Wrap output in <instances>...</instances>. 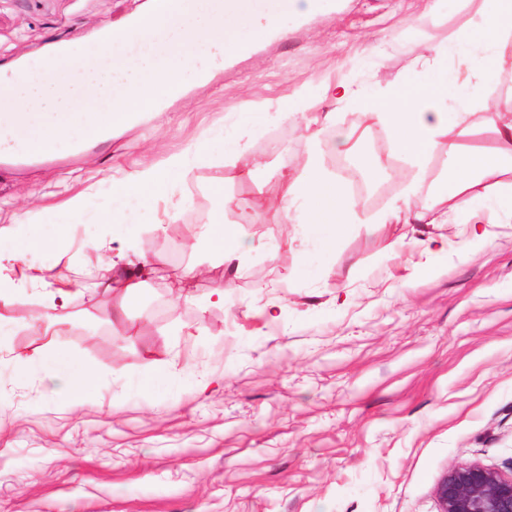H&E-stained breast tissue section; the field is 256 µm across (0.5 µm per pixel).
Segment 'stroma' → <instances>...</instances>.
Instances as JSON below:
<instances>
[{"mask_svg":"<svg viewBox=\"0 0 512 512\" xmlns=\"http://www.w3.org/2000/svg\"><path fill=\"white\" fill-rule=\"evenodd\" d=\"M145 2L0 0V75L91 41ZM282 27L260 40L237 30L243 53L109 139L36 161L0 157V225L25 223L79 193L107 206L113 179L193 149L240 106L271 115L237 166L213 157L192 169L175 189L186 201L176 216L161 201L156 223L109 226L156 262L141 295L75 290L80 323L61 336L35 333L40 294L0 303L14 322L0 340V512H438L435 486L455 463L512 472V223L484 225L478 239L451 224L380 223L418 178L414 207L434 216L447 160L438 151L421 167L399 158L366 174L390 147L378 127L349 169L378 193L353 194L355 223L332 254L303 255L268 206L280 173L309 156L311 132L334 172L344 154L327 141L362 124L358 105L325 98L327 84L396 92L450 68L467 81L469 58L453 60L444 41L463 32L482 53L481 0H318ZM301 91L312 110L282 114ZM317 112L335 113V125L315 128ZM219 212L252 235L238 276L204 235ZM70 234L68 252L6 251L0 265L74 282L105 253L97 227ZM439 236L448 250L438 256L410 245ZM185 266L204 276L183 288L174 273ZM222 282L223 304L205 303ZM122 303L134 327L117 320ZM55 345L99 370L81 405L52 396L39 367L17 372L16 358ZM148 357L167 373L153 392L134 380Z\"/></svg>","mask_w":512,"mask_h":512,"instance_id":"35a3bbf8","label":"stroma"}]
</instances>
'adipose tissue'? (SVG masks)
Here are the masks:
<instances>
[{
    "instance_id": "1",
    "label": "adipose tissue",
    "mask_w": 512,
    "mask_h": 512,
    "mask_svg": "<svg viewBox=\"0 0 512 512\" xmlns=\"http://www.w3.org/2000/svg\"><path fill=\"white\" fill-rule=\"evenodd\" d=\"M485 2L487 53L472 56L470 61L471 76L479 85L500 81L512 70V0ZM458 88L456 76L444 71L430 92L398 94L384 102L347 82L326 85L324 94L335 100L361 101L365 126L386 129L391 148L370 158L372 171H389L396 155L420 163L432 152L444 151L448 157V180L443 194L452 204L439 214L437 221L468 225L474 234L479 225L500 218L512 220V211L493 207L494 202L512 197V181L503 178L505 172L512 170V124L499 122L500 112L512 110V97L493 103L486 117L497 133L495 151L477 154L462 146L470 133L464 112L448 111L449 95ZM242 153L237 127L224 128L216 139L203 140L194 152L170 155L114 180L109 209H93L83 195L72 197L67 203L70 219L75 224L99 226L144 223L146 209L160 200L171 201L176 184L186 178L196 163L211 154L233 161ZM281 186L275 206L284 223L294 225L297 234L314 243L322 253L331 252L351 222L353 202L343 181L312 154L299 174H282ZM206 237L225 265L242 267L243 256L250 248V236L242 225L225 223L219 216L207 225ZM36 281L44 298V309L36 318L37 328L43 334L59 333L74 320L70 311L72 291L49 274L37 276ZM36 361L52 382L54 394L71 403L84 402L96 387V370L65 350L39 354Z\"/></svg>"
}]
</instances>
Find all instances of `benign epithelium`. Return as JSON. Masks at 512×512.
Returning <instances> with one entry per match:
<instances>
[{
	"instance_id": "benign-epithelium-1",
	"label": "benign epithelium",
	"mask_w": 512,
	"mask_h": 512,
	"mask_svg": "<svg viewBox=\"0 0 512 512\" xmlns=\"http://www.w3.org/2000/svg\"><path fill=\"white\" fill-rule=\"evenodd\" d=\"M435 495L439 512H512V475L461 462L439 480Z\"/></svg>"
}]
</instances>
